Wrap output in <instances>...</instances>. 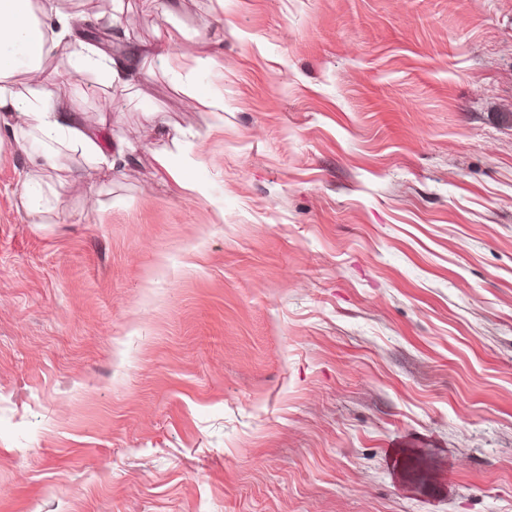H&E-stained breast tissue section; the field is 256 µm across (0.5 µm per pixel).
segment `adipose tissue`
<instances>
[{"instance_id": "ef3b65f1", "label": "adipose tissue", "mask_w": 512, "mask_h": 512, "mask_svg": "<svg viewBox=\"0 0 512 512\" xmlns=\"http://www.w3.org/2000/svg\"><path fill=\"white\" fill-rule=\"evenodd\" d=\"M74 20L45 0H0V124L40 174L56 170L59 156L79 160V167L59 178L61 195L82 192L88 169L103 167L118 175L134 160L121 143L104 152L91 121L70 111L56 93L59 85L85 73L124 86L133 71L129 58L67 41ZM172 144V151L160 152L156 162L183 190L205 196L194 175L197 159L191 144L177 138Z\"/></svg>"}]
</instances>
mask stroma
I'll list each match as a JSON object with an SVG mask.
<instances>
[{
  "label": "stroma",
  "mask_w": 512,
  "mask_h": 512,
  "mask_svg": "<svg viewBox=\"0 0 512 512\" xmlns=\"http://www.w3.org/2000/svg\"><path fill=\"white\" fill-rule=\"evenodd\" d=\"M172 2L223 124L59 86L136 161L46 224L0 144V512H512V0ZM171 142L176 153L160 152L156 155L155 161L183 190L193 195L205 196V186L194 175V169L199 161L194 155L192 144L185 143L178 137H174ZM36 184L35 178H30L19 195V204L21 209L25 212L28 223L31 224H46L45 213L48 208V199L44 198L42 193L35 190L33 185Z\"/></svg>",
  "instance_id": "stroma-1"
}]
</instances>
